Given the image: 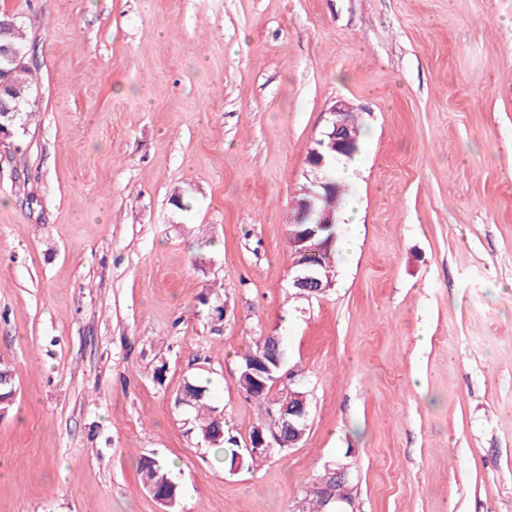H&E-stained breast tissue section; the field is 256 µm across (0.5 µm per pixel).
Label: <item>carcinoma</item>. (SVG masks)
<instances>
[{"mask_svg":"<svg viewBox=\"0 0 512 512\" xmlns=\"http://www.w3.org/2000/svg\"><path fill=\"white\" fill-rule=\"evenodd\" d=\"M0 44L10 46L12 48L28 50V38L24 26L13 16H0ZM35 88V77L31 70L26 67H9L7 65L0 66V98L3 99L7 106L0 108V127L8 128L15 126L23 120V115L34 111L33 104ZM313 202L312 215L313 219L305 222L299 227V230L305 235L312 236L310 243H319L330 240L334 237V225L321 224L318 221V215L325 210L336 211L340 206V195L332 190L330 192L316 193L311 191L299 199V204ZM267 341L259 338L254 341L251 346L241 356L240 372L248 370L249 364L259 355L266 347ZM274 381H266V386L251 385L247 380L241 383V388L247 396L263 401L272 390ZM286 391L285 396L281 397L273 407H266L265 414L270 421V426L277 429L280 425L278 409L293 401V390L283 387ZM185 394L188 397L187 406L194 409L195 430L198 438L207 446L214 448L224 457V461L233 466L236 463L237 455H242L241 464L248 466L253 465L257 458L252 457L243 452L241 447L236 444L235 435L225 430L224 422L217 421L220 412L217 407L210 404V393L207 383L195 380L185 383ZM154 466L152 468V477L154 484L159 490H166L174 480L171 476L167 463L159 458H153ZM308 512H329L335 501L326 499L323 492L315 489L308 494L305 499Z\"/></svg>","mask_w":512,"mask_h":512,"instance_id":"cac0c4a2","label":"carcinoma"}]
</instances>
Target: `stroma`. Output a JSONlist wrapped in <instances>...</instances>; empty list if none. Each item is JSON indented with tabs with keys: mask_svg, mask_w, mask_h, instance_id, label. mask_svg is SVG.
Masks as SVG:
<instances>
[{
	"mask_svg": "<svg viewBox=\"0 0 512 512\" xmlns=\"http://www.w3.org/2000/svg\"><path fill=\"white\" fill-rule=\"evenodd\" d=\"M36 112L0 140V512H512V0H0ZM340 100L356 246L310 299L288 224ZM182 206H175L174 197ZM299 370L298 447L230 471L178 405L247 439L241 356ZM0 22L3 23L1 25V45L28 51V38L22 23L16 20V17L5 14L0 16ZM146 458H151L153 460L154 466L152 468V477L154 480H148L146 479V487L148 488L149 492L153 496V498L162 506H164L166 509L162 508L161 512H171L168 510V507L171 506V499L169 497V493L166 491L171 484L177 483L173 480L169 466L165 461L162 459L156 458V457H143L139 464V471L142 474V471L145 468L144 461ZM156 486H155V485ZM142 485L143 488L146 489L144 479L142 477ZM165 490V492H159L158 491ZM147 490V489H146ZM176 505L172 510L177 511V506L180 498V488L177 485L176 489ZM332 473H333L332 476H333L336 484L338 482L342 481L343 479H346V477H348L347 467L337 468L336 470L332 471ZM336 484L333 485V489H334V491H336L334 500L329 501L323 495V492L316 488L315 490H313L311 493L308 494V496H307L308 498L307 497L305 498L304 503L306 505L305 506L303 505L302 511L303 512L304 511H308V512L332 511L329 509H331L334 506V504L336 503V495L339 499H342V500H346V499L350 498L349 492H348L349 483L345 482L342 484H338L337 486H336ZM333 489H332V485L330 487H327L325 489L326 495L330 496L333 493ZM307 504L309 506H307ZM304 507H306V509H308V510H304Z\"/></svg>",
	"mask_w": 512,
	"mask_h": 512,
	"instance_id": "obj_1",
	"label": "stroma"
}]
</instances>
